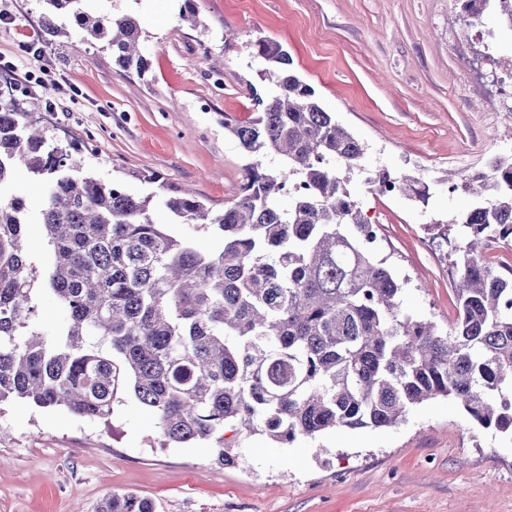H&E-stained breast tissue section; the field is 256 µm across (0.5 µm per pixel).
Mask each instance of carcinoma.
I'll use <instances>...</instances> for the list:
<instances>
[{"instance_id":"obj_1","label":"carcinoma","mask_w":512,"mask_h":512,"mask_svg":"<svg viewBox=\"0 0 512 512\" xmlns=\"http://www.w3.org/2000/svg\"><path fill=\"white\" fill-rule=\"evenodd\" d=\"M45 37L73 23L102 39L115 63L143 77L150 61L130 16L93 14L90 0H41ZM271 82L261 112L224 131L249 158L231 201L186 191L140 196L85 167L73 144L49 137L41 99L0 95V404L25 400L108 421L131 394L166 448L206 445L220 465L235 435L288 445L341 427H393L419 405L451 398L483 429L512 436V270L482 256L486 236L512 227V161L463 188L479 202L450 242L456 319L440 330L402 308L401 287L367 237L369 224L336 165L365 149L326 111L273 41L255 42ZM278 160L275 169L267 158ZM23 165L41 190L46 230L33 259L29 207L5 196ZM305 193L280 200L285 185ZM212 230L201 250L153 218ZM54 295L65 320L38 328L37 298ZM97 512H155L114 493Z\"/></svg>"}]
</instances>
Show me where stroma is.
<instances>
[{"label":"stroma","mask_w":512,"mask_h":512,"mask_svg":"<svg viewBox=\"0 0 512 512\" xmlns=\"http://www.w3.org/2000/svg\"><path fill=\"white\" fill-rule=\"evenodd\" d=\"M95 0L135 17L151 60L146 77L121 69L83 33L45 43L40 0H0V86L50 101L48 136L74 142L99 176L138 195L189 188L232 200L247 157L225 117H255L266 95L254 44L293 59L326 111L365 147V168L413 178L423 199L376 194L360 173L348 188L379 227L377 257L404 283L408 310L448 329L456 318L447 256L428 231L459 240L475 204L449 181L512 157V115L465 86L458 57H512V27L494 12L473 36L462 0ZM13 63L15 72L5 71ZM160 175L157 183L148 182ZM238 460L209 448H163L152 415L123 397L109 423L9 401L0 404V512H96L132 493L155 512H512V438L470 423L453 400L413 409L392 428H342L282 447L239 437Z\"/></svg>","instance_id":"1"}]
</instances>
